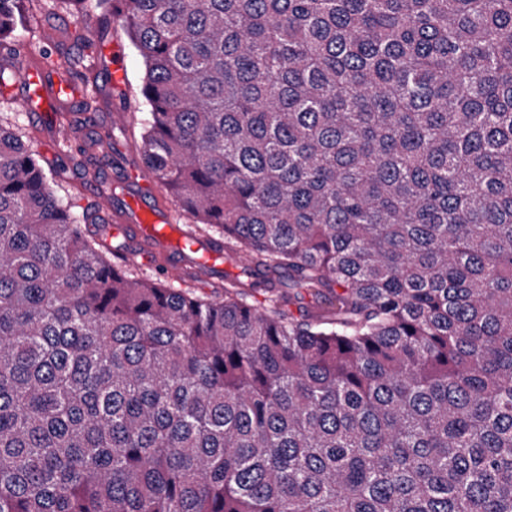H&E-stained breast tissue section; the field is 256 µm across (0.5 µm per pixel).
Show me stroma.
Wrapping results in <instances>:
<instances>
[{
	"mask_svg": "<svg viewBox=\"0 0 512 512\" xmlns=\"http://www.w3.org/2000/svg\"><path fill=\"white\" fill-rule=\"evenodd\" d=\"M23 9L25 27L22 36L27 50L36 53L46 49L55 57L63 53L83 56L84 62L78 78L89 89L96 91L99 99L98 117L110 115L118 108L131 111L125 133L112 139L111 156L99 160L90 149L76 156L67 170L54 180L58 196L71 206L74 213H81L93 194L92 184L85 179L86 170L91 168L101 169L105 177L109 178L115 166L131 165L143 180H150L151 175L143 166L137 150L143 127L149 118L148 108L139 93L144 64L128 38L123 32L111 28L95 26L86 34L72 30L71 24L78 12L68 0H24ZM49 23L56 30V40L48 45L44 43L42 34L45 25ZM104 52L121 63L126 71L127 81L122 91L113 90L105 67L99 63V57ZM81 110V105L72 106V124L67 131L62 132L53 118L28 119L18 104L0 95V121L18 127L41 164L47 168L52 166L53 161L43 149L46 141L58 143L65 140L74 147L97 140L95 126L81 118ZM182 268L187 273L185 287L213 297L223 295L225 283L235 280L244 282L248 279L243 262L229 254L219 260L217 268L206 274L201 272L198 263L190 260L184 261Z\"/></svg>",
	"mask_w": 512,
	"mask_h": 512,
	"instance_id": "stroma-1",
	"label": "stroma"
}]
</instances>
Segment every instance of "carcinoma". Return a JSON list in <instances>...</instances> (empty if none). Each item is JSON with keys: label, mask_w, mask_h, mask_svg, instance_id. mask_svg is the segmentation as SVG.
<instances>
[{"label": "carcinoma", "mask_w": 512, "mask_h": 512, "mask_svg": "<svg viewBox=\"0 0 512 512\" xmlns=\"http://www.w3.org/2000/svg\"><path fill=\"white\" fill-rule=\"evenodd\" d=\"M71 2L267 296L112 260L0 123V512H512V0Z\"/></svg>", "instance_id": "carcinoma-1"}]
</instances>
